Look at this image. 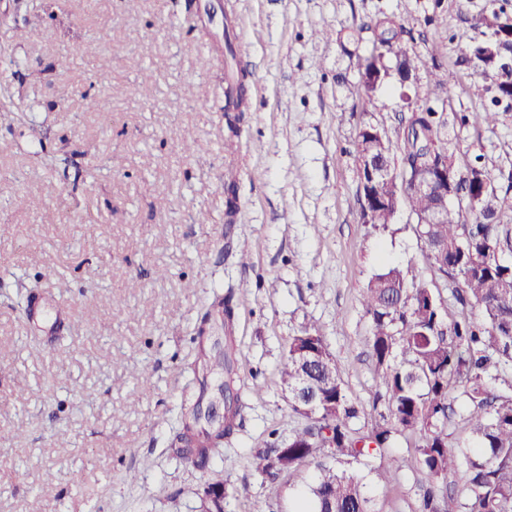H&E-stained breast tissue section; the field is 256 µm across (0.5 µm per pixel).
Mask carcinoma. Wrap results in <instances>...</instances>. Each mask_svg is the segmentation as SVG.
Returning a JSON list of instances; mask_svg holds the SVG:
<instances>
[{
  "label": "carcinoma",
  "mask_w": 512,
  "mask_h": 512,
  "mask_svg": "<svg viewBox=\"0 0 512 512\" xmlns=\"http://www.w3.org/2000/svg\"><path fill=\"white\" fill-rule=\"evenodd\" d=\"M512 15L490 9L478 24L490 33L512 29ZM373 34L375 53L393 58L409 70L418 61L403 46L406 28L394 20H377L362 25ZM227 75L233 78L241 111L245 96V74L234 69V50L229 30H224ZM469 61L480 71L487 85L476 87V94L495 89L497 98L512 101V75L499 67L493 57L474 48ZM370 124H363L356 141V154L383 158L390 167L400 162L401 176L416 177L453 167V190L463 199L479 198L475 209L457 202L444 208L437 224L421 226L422 242L431 267L457 284L456 301L463 307H478L482 318L461 313L443 318L432 289L400 267H387L374 274L362 293V306L370 320L368 346L375 361L376 376L385 390L386 412L372 420L370 428H353L359 409L340 377L335 358L319 330L309 325L288 341L286 362L280 371L282 384L293 385L306 363L296 352L307 349L311 359L327 358L330 367L317 369L309 381L318 408L309 414L291 403L292 410L309 420L295 431L288 444L264 442L255 452L252 466L269 478L285 469L313 467L315 481L311 499L302 512H372L362 479L327 461L341 456L365 457L386 450L391 434L407 432L418 438L421 468L433 480L444 478L466 465L469 498L460 502L454 495L438 499L429 489L419 512H512V384L499 386L500 373L512 368V263L499 260L503 247H512V226L503 223L512 211V173L501 191L483 190L488 172L481 156L462 167L455 160L454 136L448 117L426 103L411 111L407 126L393 139L374 137ZM363 215L368 223L387 227L401 205L418 217L428 215L442 203L434 193H420L408 185L406 193L395 195L389 183H363ZM231 317V299L217 296L199 328V344L194 373H202L196 397L181 405L178 432L172 453L186 464L206 469L224 451V439L235 428L240 413V394L235 408L224 415V424L202 419L204 400L219 396L220 388L233 384L232 366L224 355L213 352L224 333V318ZM462 400L464 420L471 439L448 442L445 424L454 412L452 402Z\"/></svg>",
  "instance_id": "cac0c4a2"
}]
</instances>
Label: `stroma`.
<instances>
[{"label":"stroma","mask_w":512,"mask_h":512,"mask_svg":"<svg viewBox=\"0 0 512 512\" xmlns=\"http://www.w3.org/2000/svg\"><path fill=\"white\" fill-rule=\"evenodd\" d=\"M494 1L512 12V0H0V88L13 101L0 111V512H198L216 474L224 512H298L312 471L271 481L250 464L256 443L307 424L280 384L289 339L318 328L364 429L382 393L361 303L369 278L410 270L443 314L460 309L408 208L384 230L362 218L355 143L375 118L356 93L357 59L372 47L363 25L411 28L409 95L466 114L456 159L482 155L496 180L512 170V109L481 120L490 100L471 94L479 77L465 60ZM228 22L249 45L234 131ZM322 28L330 38H317ZM24 284L63 318L27 319ZM218 295L232 298L224 348L243 407L203 471L170 444ZM416 445L396 435L385 454L347 463L375 512H418L435 482ZM394 460L393 480L377 482ZM435 484L469 495L458 472Z\"/></svg>","instance_id":"obj_1"}]
</instances>
